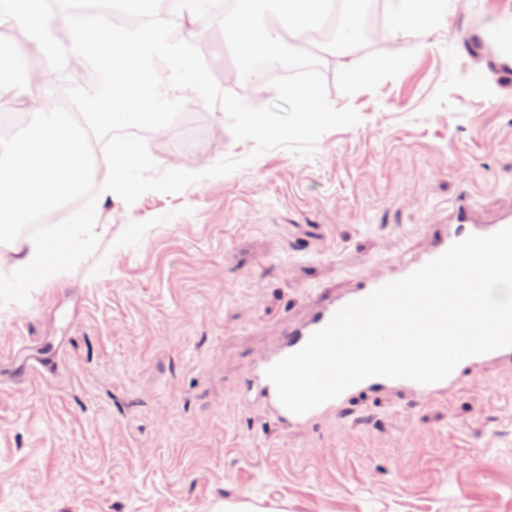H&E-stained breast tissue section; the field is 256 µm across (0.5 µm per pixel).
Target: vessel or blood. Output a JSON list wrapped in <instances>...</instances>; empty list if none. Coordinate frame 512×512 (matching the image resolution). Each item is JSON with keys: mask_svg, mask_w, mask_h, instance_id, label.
<instances>
[{"mask_svg": "<svg viewBox=\"0 0 512 512\" xmlns=\"http://www.w3.org/2000/svg\"><path fill=\"white\" fill-rule=\"evenodd\" d=\"M509 226H512V210L500 214L492 222L482 223L476 218L474 205L467 199H460L447 223L429 225L431 242L426 251L403 257L390 272L367 275L344 291L326 293L304 320L286 322L273 347L247 367L237 390L239 399L244 403L263 407L280 428H310L336 414L346 403L360 395L400 393L412 402H426L447 396L465 371L485 366L512 367V347L502 348L463 360L449 376L432 384L382 377L365 380L351 386L336 399L302 415L289 412L281 404L275 386L266 377L269 367L300 350L311 335L326 326L334 314L346 304L369 295L389 282L408 276L467 236H487Z\"/></svg>", "mask_w": 512, "mask_h": 512, "instance_id": "vessel-or-blood-1", "label": "vessel or blood"}]
</instances>
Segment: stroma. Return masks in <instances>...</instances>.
<instances>
[{"label": "stroma", "instance_id": "obj_1", "mask_svg": "<svg viewBox=\"0 0 512 512\" xmlns=\"http://www.w3.org/2000/svg\"><path fill=\"white\" fill-rule=\"evenodd\" d=\"M512 0H455L406 34L390 24L319 64L358 124L311 156L265 152L231 174L133 204L99 197L98 246L0 307V512H512V368L465 373L417 405L360 396L283 430L235 389L249 361L329 288L429 244L461 196L512 209ZM380 59L350 84L345 65ZM489 70L493 93L468 77ZM201 132H143L157 172H201L253 144L221 106Z\"/></svg>", "mask_w": 512, "mask_h": 512}]
</instances>
